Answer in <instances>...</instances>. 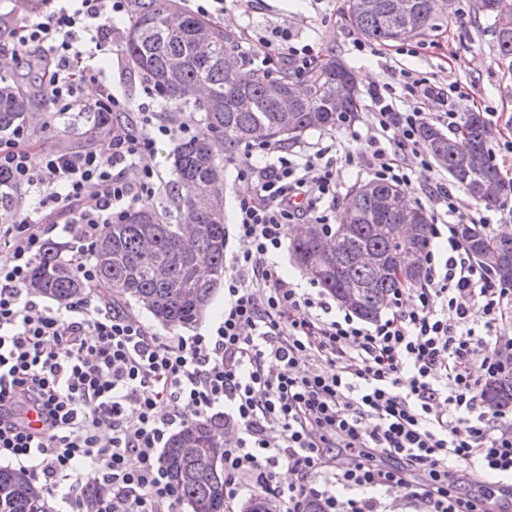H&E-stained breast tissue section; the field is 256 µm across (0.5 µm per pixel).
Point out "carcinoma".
<instances>
[{"instance_id":"cac0c4a2","label":"carcinoma","mask_w":512,"mask_h":512,"mask_svg":"<svg viewBox=\"0 0 512 512\" xmlns=\"http://www.w3.org/2000/svg\"><path fill=\"white\" fill-rule=\"evenodd\" d=\"M494 0H480V8L494 18L499 56L512 59V19L504 25L495 19ZM375 7L350 16L352 25L366 39L399 41V20L390 10L391 0H373ZM414 22L426 30L436 0H413ZM171 15L183 18V28L170 31L161 20ZM224 28L198 14L186 11L177 0H134L123 55L133 74L152 85L157 95L169 103H181L182 86L204 93L197 102L203 112V132L174 148L178 214L190 212L198 228L187 246H182L183 224L163 220L149 206L132 209L118 224L100 235L95 249L97 288L107 298L150 297V312L162 324L176 328L196 322L207 308L215 288L224 277L226 231L222 156H234L252 141L255 127L267 130V139L283 145L298 140L306 131L336 125V98L346 100L343 109L352 116L358 111L359 95L344 82L347 65L332 55L317 62L305 75L307 86L296 104L297 132L280 133L283 118L275 101L267 94L268 76L244 69L234 55ZM25 100L9 83L0 85V132L8 131L24 119ZM456 136L466 141L462 150L457 141L437 128L426 125L422 138L428 151L448 171L455 183L475 194L486 180L506 186L487 151L488 129L484 118L472 112L463 118ZM371 189H357L349 204L354 215H341L328 240L333 250L326 254L315 243L297 237L288 249L310 278L327 293L342 301L346 284L360 287L358 302L348 306L365 320L376 319L386 300L395 291L417 285L423 278L401 281L396 276L377 275L370 265L351 263L358 253L371 255L379 265L393 267L403 261L404 250L397 241L398 217L380 214L383 193L396 186L369 183ZM461 241L468 251L492 268L496 280L512 285V237L489 235L474 224L458 225ZM168 268L170 280L193 290L186 297L165 282L154 278L153 266ZM30 289L56 302H66L84 289L77 276L61 262L56 249L43 254L34 264ZM487 401L496 407L512 406V373L489 382L483 389ZM224 434L221 417L186 424L169 440L162 463L171 484L179 492L187 512H224V466L212 458V437ZM0 512H50L43 492L30 476L18 468L0 467Z\"/></svg>"}]
</instances>
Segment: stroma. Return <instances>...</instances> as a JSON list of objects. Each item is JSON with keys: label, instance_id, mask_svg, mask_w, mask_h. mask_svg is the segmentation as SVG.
I'll list each match as a JSON object with an SVG mask.
<instances>
[{"label": "stroma", "instance_id": "stroma-1", "mask_svg": "<svg viewBox=\"0 0 512 512\" xmlns=\"http://www.w3.org/2000/svg\"><path fill=\"white\" fill-rule=\"evenodd\" d=\"M298 41L313 44L319 56L336 54L351 69L360 94V108L351 124L307 131L303 139L322 145L336 142L353 151L342 172L340 202L351 190L365 185L363 166L367 143L354 140L366 133L365 118L372 111V87L400 85L406 72L420 74L444 88L459 87L454 104L468 102L470 111L486 114L490 139L512 134V64L499 57L493 20L478 9V0H439L424 34L403 42L367 43L356 51L359 35L348 16V0H226L219 22L233 32H268L284 21ZM94 93L86 91L85 109L47 120L38 97H31L25 120L40 150L64 151L92 132L87 114L94 109Z\"/></svg>", "mask_w": 512, "mask_h": 512}]
</instances>
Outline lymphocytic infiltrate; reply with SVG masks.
I'll list each match as a JSON object with an SVG mask.
<instances>
[{"label":"lymphocytic infiltrate","instance_id":"f902f5d3","mask_svg":"<svg viewBox=\"0 0 512 512\" xmlns=\"http://www.w3.org/2000/svg\"><path fill=\"white\" fill-rule=\"evenodd\" d=\"M30 2L32 20L1 25L0 43L15 62L39 65L49 119L82 109L89 87L97 111L137 118L102 126L103 151H37L24 123L0 136V171L15 188L39 189L32 212L0 225L9 252L0 260V462L27 471L60 512H86L89 469L103 489L96 512H179L161 450L190 407L199 417L222 412L233 433L224 443V512L246 490L285 512H304L311 499L323 512H387L383 496L392 491L424 512H485L486 496L458 491L456 467L512 482V428L481 393L482 379L506 369L501 331L512 326V287L471 256L455 227L487 226L489 216L461 209L447 185L435 184L429 196L449 222L431 236L445 245L426 246L413 298L393 293L371 323L345 308L331 317L320 293L279 274L275 257L291 225L331 228L342 168L326 148L291 154L272 141L246 144L235 231L248 247L224 268V313L203 334H151L97 294L95 245L159 193L148 163L158 141L179 145L201 126L189 114L160 119L150 101L132 106L100 66V54L122 56L117 22L130 0ZM245 43L254 71L289 66L301 76L317 59L286 26L246 33ZM370 96L366 172L409 186L407 157L433 168L421 139L428 119L459 125L452 93L408 72L401 88L386 83ZM430 99L442 106L431 117L422 110ZM256 156L265 165L253 164ZM49 225L70 236L68 264L85 285L57 305L29 289ZM478 311L479 329L471 325ZM283 465L294 481L279 480Z\"/></svg>","mask_w":512,"mask_h":512}]
</instances>
